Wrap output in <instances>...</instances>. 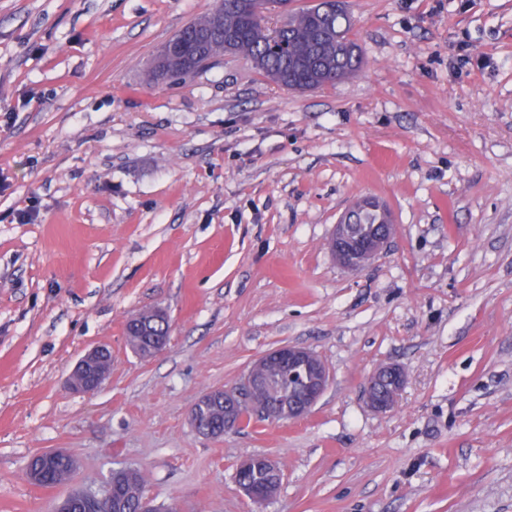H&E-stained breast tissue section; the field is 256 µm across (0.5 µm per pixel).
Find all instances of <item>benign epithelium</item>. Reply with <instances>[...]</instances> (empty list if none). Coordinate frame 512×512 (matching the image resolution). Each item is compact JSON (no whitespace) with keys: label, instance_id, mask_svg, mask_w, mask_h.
I'll return each instance as SVG.
<instances>
[{"label":"benign epithelium","instance_id":"1","mask_svg":"<svg viewBox=\"0 0 512 512\" xmlns=\"http://www.w3.org/2000/svg\"><path fill=\"white\" fill-rule=\"evenodd\" d=\"M336 249L344 266L357 270L364 265L361 255L365 245L352 239L347 232V225H336ZM256 363H280L290 367H303L312 375V388L298 404L288 408V420H297L307 415L316 405L331 382L330 372L324 361L313 351L293 345H282L262 356ZM112 373V351L106 347L88 350L74 365L69 384L71 388L87 396L95 395ZM394 379L390 389L383 393L378 386L382 377ZM404 384V375L395 365H385L375 369L367 381L369 404L380 411L389 409L397 400Z\"/></svg>","mask_w":512,"mask_h":512}]
</instances>
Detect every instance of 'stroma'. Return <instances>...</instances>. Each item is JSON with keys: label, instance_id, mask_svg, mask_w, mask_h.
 Wrapping results in <instances>:
<instances>
[{"label": "stroma", "instance_id": "35a3bbf8", "mask_svg": "<svg viewBox=\"0 0 512 512\" xmlns=\"http://www.w3.org/2000/svg\"><path fill=\"white\" fill-rule=\"evenodd\" d=\"M348 3L363 68L299 93L242 56L153 80L216 0H0V512L125 466L177 512H512V0ZM366 196L394 232L349 270L327 243ZM152 307L143 358L125 324ZM285 344L333 375L312 411L199 434L198 399ZM96 345L112 376L75 394ZM53 448L79 468L44 488ZM254 454L283 473L260 506ZM169 322L160 309H147L131 316L126 323L128 344L137 354L146 357L149 346L151 357L162 354L169 339H157L155 336H169ZM112 373V351L106 347L88 350L74 365L69 384L87 396L95 395ZM385 375L394 379V383L391 385L390 381L384 382L380 385V390H387L390 386V389L383 393H380L378 386L382 382V377ZM404 384V375L401 370L398 369L396 365H384L381 368L375 369L367 381V397L369 404L380 411L389 409L397 400V397L403 387ZM237 482L242 486L265 485L268 494L272 497L278 490L277 485L268 476L266 457L254 455L244 461V464L236 471Z\"/></svg>", "mask_w": 512, "mask_h": 512}]
</instances>
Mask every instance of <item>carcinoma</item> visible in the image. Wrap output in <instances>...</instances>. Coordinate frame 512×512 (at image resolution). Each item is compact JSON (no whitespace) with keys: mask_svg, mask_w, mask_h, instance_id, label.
<instances>
[{"mask_svg":"<svg viewBox=\"0 0 512 512\" xmlns=\"http://www.w3.org/2000/svg\"><path fill=\"white\" fill-rule=\"evenodd\" d=\"M256 0H218L216 8L192 21L182 34L185 56L169 61L155 75L163 80L184 81L212 67L224 54L249 58L259 73L278 86L293 91L319 89L353 75L364 65L359 44L350 37L352 23L342 0L317 3L289 11L281 26H270L267 17L255 10ZM353 236L370 241L385 212L366 198L358 203ZM169 322L160 309H147L131 316L126 323L130 347L146 356L153 336L169 335ZM258 384L249 400L227 406L219 398L202 397L198 403L201 426L211 435L224 434V419L233 416L238 423L251 421L253 404L265 403L281 409L300 396L304 382L290 379L275 365H261L254 372ZM77 469L69 456L59 457L43 473H37L36 460L28 465L29 477L39 486L52 488L69 482ZM242 486H265L269 495L278 490L268 476L266 457L254 455L236 471ZM69 512H136L145 497V479L140 471L119 472L113 495L101 501L76 488L69 493Z\"/></svg>","mask_w":512,"mask_h":512,"instance_id":"cac0c4a2","label":"carcinoma"}]
</instances>
